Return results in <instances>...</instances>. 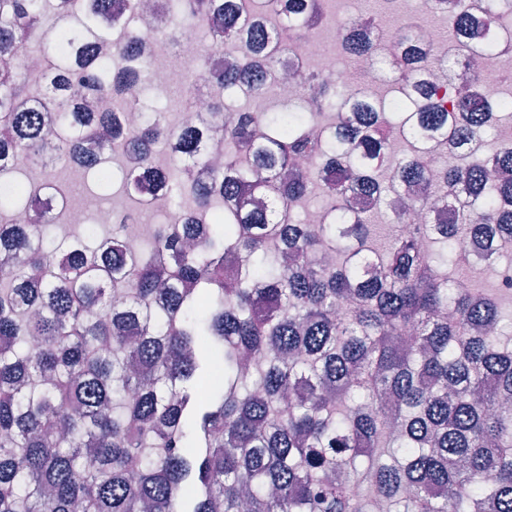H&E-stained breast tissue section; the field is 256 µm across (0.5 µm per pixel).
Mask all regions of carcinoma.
Segmentation results:
<instances>
[{"mask_svg":"<svg viewBox=\"0 0 512 512\" xmlns=\"http://www.w3.org/2000/svg\"><path fill=\"white\" fill-rule=\"evenodd\" d=\"M165 2L176 23H208L215 52L249 35L217 75L225 96L292 78L300 103L269 104L263 140L248 107L172 125L139 33L119 64L93 51L134 8L0 0V512H512V311L457 277L469 241L485 264L512 250V142L486 137L512 97L486 98L478 74L463 97L421 79L417 28L383 54L356 18L336 25L342 57L388 69L399 96L295 67L328 0ZM424 2L452 44L475 22L469 0ZM482 25L484 52L512 48V0H486ZM26 54L45 62L40 85L20 76ZM431 144L465 164L429 176ZM116 152L123 191H161L171 223L139 250L131 213L102 237L49 239V165L104 183ZM23 159L42 181L3 179ZM321 181L316 234L292 213ZM420 186L417 210L441 202L449 222L404 231L393 213L379 238L387 199ZM25 208L32 222H13Z\"/></svg>","mask_w":512,"mask_h":512,"instance_id":"carcinoma-1","label":"carcinoma"}]
</instances>
